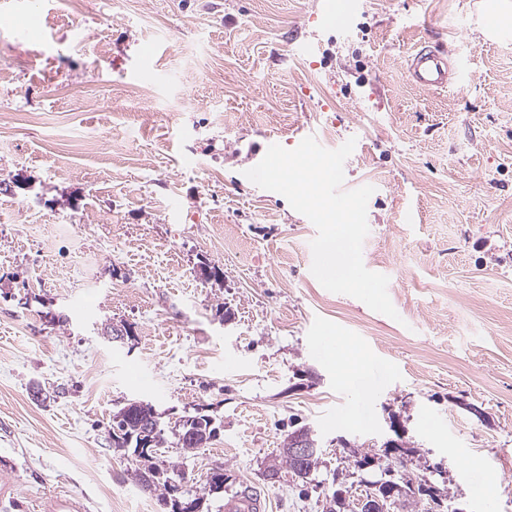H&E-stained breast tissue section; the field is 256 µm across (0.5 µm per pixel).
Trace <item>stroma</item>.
I'll return each mask as SVG.
<instances>
[{
	"label": "stroma",
	"mask_w": 512,
	"mask_h": 512,
	"mask_svg": "<svg viewBox=\"0 0 512 512\" xmlns=\"http://www.w3.org/2000/svg\"><path fill=\"white\" fill-rule=\"evenodd\" d=\"M484 2L358 0L332 27L322 0H0V512L57 491L166 512L107 440L133 400L216 419L207 447L164 451L194 491L219 466L225 493L322 512L333 471L360 495L394 467L393 414L469 512H512V27ZM424 45L471 81L415 86ZM308 136L356 141L343 187L374 188L362 258L398 319L323 288L315 226L244 175ZM322 336L369 394L311 356ZM304 425L320 467L265 479Z\"/></svg>",
	"instance_id": "obj_1"
}]
</instances>
